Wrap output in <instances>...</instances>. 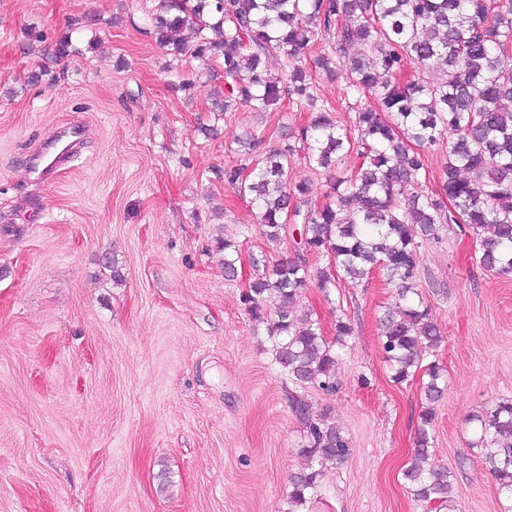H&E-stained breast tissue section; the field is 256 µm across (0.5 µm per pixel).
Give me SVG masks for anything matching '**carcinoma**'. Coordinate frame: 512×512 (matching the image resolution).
Instances as JSON below:
<instances>
[{
  "instance_id": "1",
  "label": "carcinoma",
  "mask_w": 512,
  "mask_h": 512,
  "mask_svg": "<svg viewBox=\"0 0 512 512\" xmlns=\"http://www.w3.org/2000/svg\"><path fill=\"white\" fill-rule=\"evenodd\" d=\"M185 29L194 38L191 56L207 66L216 116L278 109L286 99L311 111L281 146L220 171L224 184L260 211L268 242L278 245L299 227L296 253L263 265L242 295L254 320L272 322L280 371L298 386L336 392L351 324L337 320L329 340L313 314L296 309L297 298L313 283L328 299L338 279L362 282L381 272L396 288L379 320L385 359L393 381L414 378L443 342L417 288L421 246L460 222L479 242L476 265L512 273V0H158L144 27L176 57L186 52L178 39ZM330 33L336 48L317 64L329 74L345 72L354 138L322 108L300 64L308 46ZM271 56L286 61L287 79L269 72ZM410 65L422 77L400 80ZM369 95L377 106L362 104ZM445 135L448 161L440 188L430 190L420 182L426 150ZM298 151L328 174L352 153L359 164L333 180L317 204L309 182L289 177ZM216 244L225 277H237L239 244L223 237ZM320 257L328 258L326 267L310 264ZM425 369L424 394L433 404L447 380L440 364ZM289 403L304 429L305 465L288 493L292 512H300L321 495L323 469L344 464L353 448L301 395L290 393ZM434 420L431 406L419 414L414 462L403 478L434 512H454L451 472L429 462ZM469 423L481 461L510 501L505 512H512V401L484 408Z\"/></svg>"
}]
</instances>
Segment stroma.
Returning a JSON list of instances; mask_svg holds the SVG:
<instances>
[{
	"mask_svg": "<svg viewBox=\"0 0 512 512\" xmlns=\"http://www.w3.org/2000/svg\"><path fill=\"white\" fill-rule=\"evenodd\" d=\"M155 6L0 0V512H289L288 478L303 463L293 390L329 411L353 448L304 512H429L402 476L427 402L420 380L390 378L383 277L341 283L328 299L310 287L296 301L325 336L342 316L353 327L333 394L294 387L267 324L242 302L254 259L293 248L267 242L255 207L215 173L239 163L246 133L266 151L307 113L292 102L261 116L243 108L204 138V65L143 34ZM68 35L79 52L65 66L40 56ZM345 84L315 78L348 128ZM75 121L89 129L82 151L31 180L33 149ZM219 235L241 246L236 279L224 277ZM475 246L452 224L421 250L448 378L432 451L453 475L455 512H501L469 418L512 399V274L473 266Z\"/></svg>",
	"mask_w": 512,
	"mask_h": 512,
	"instance_id": "1",
	"label": "stroma"
}]
</instances>
